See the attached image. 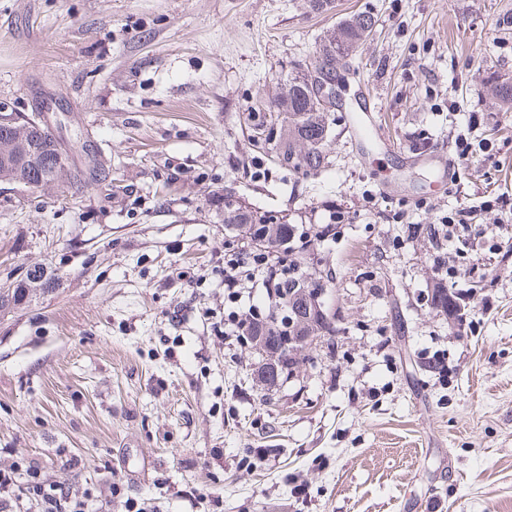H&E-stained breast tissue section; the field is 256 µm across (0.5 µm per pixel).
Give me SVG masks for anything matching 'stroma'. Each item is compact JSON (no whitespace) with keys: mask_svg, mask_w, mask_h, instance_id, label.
I'll list each match as a JSON object with an SVG mask.
<instances>
[{"mask_svg":"<svg viewBox=\"0 0 512 512\" xmlns=\"http://www.w3.org/2000/svg\"><path fill=\"white\" fill-rule=\"evenodd\" d=\"M356 12L376 24L340 70L328 162L285 166L253 119ZM503 81L512 0H0V103L49 105L72 162L87 142L102 164L61 188L0 182V287L31 265L60 283L0 315V468L36 462L112 512H512V213L486 207L512 200ZM365 96L392 153L353 140ZM228 194L307 228L342 216L314 246L335 343L284 382L227 321L271 310L224 286ZM461 207L466 246L499 243L480 272L448 252ZM437 257L461 319L431 305Z\"/></svg>","mask_w":512,"mask_h":512,"instance_id":"35a3bbf8","label":"stroma"}]
</instances>
